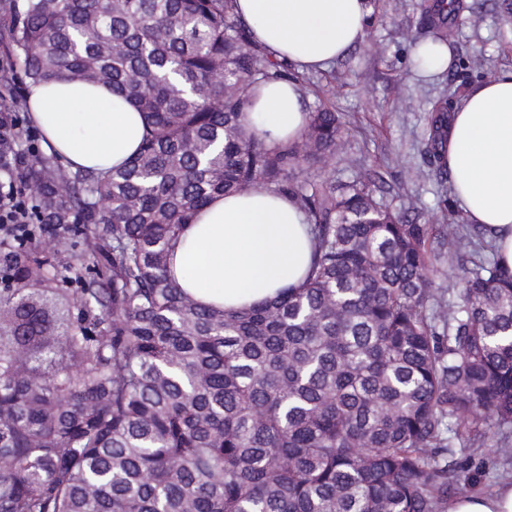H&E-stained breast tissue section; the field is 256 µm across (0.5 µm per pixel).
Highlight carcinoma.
Returning a JSON list of instances; mask_svg holds the SVG:
<instances>
[{
  "label": "carcinoma",
  "mask_w": 512,
  "mask_h": 512,
  "mask_svg": "<svg viewBox=\"0 0 512 512\" xmlns=\"http://www.w3.org/2000/svg\"><path fill=\"white\" fill-rule=\"evenodd\" d=\"M235 0H0L10 83L107 84L144 118L105 173L33 156V231L83 224L69 277L6 257L0 311L37 288L59 335L0 349V512H445L455 458L512 427V274L461 261L430 225L361 183H298L336 154L338 113L271 143L242 113L299 80L234 16ZM466 0H428L435 38ZM441 98L425 148L444 164ZM263 186L308 217L299 288L244 311L200 306L168 275L172 243L216 196ZM61 280L66 287L54 285ZM76 282L78 288L69 284ZM453 461H448V458Z\"/></svg>",
  "instance_id": "obj_1"
}]
</instances>
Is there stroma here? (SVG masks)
<instances>
[{"label": "stroma", "mask_w": 512, "mask_h": 512, "mask_svg": "<svg viewBox=\"0 0 512 512\" xmlns=\"http://www.w3.org/2000/svg\"><path fill=\"white\" fill-rule=\"evenodd\" d=\"M457 16L452 60L442 74L418 75L411 54L415 45L433 40L422 24L423 0H375V15L363 43L330 70L306 73L301 83L310 110L325 107L344 124L335 156L298 168L299 181H349L367 184L378 199L400 215L432 227L429 246L439 253L446 227L461 223L451 178H439L424 153L432 106L441 97L459 99L467 89L499 70L512 67V14L504 0H467ZM483 69L470 67L473 57ZM497 435L464 461L457 475L471 493L491 494L506 472L494 452Z\"/></svg>", "instance_id": "stroma-1"}]
</instances>
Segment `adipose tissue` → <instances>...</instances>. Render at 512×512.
<instances>
[{"label": "adipose tissue", "mask_w": 512, "mask_h": 512, "mask_svg": "<svg viewBox=\"0 0 512 512\" xmlns=\"http://www.w3.org/2000/svg\"><path fill=\"white\" fill-rule=\"evenodd\" d=\"M235 13L257 44L299 73L322 71L361 44L368 0H236ZM30 121L46 149L71 169L120 165L144 133L137 106L104 86L29 83ZM308 99L294 81L259 84L247 122L271 141L299 137ZM447 165L466 222L490 236L498 264L512 272V68L472 85L448 129ZM307 217L286 196L254 188L215 197L169 252L171 278L204 305L240 309L300 287L310 265Z\"/></svg>", "instance_id": "ef3b65f1"}]
</instances>
